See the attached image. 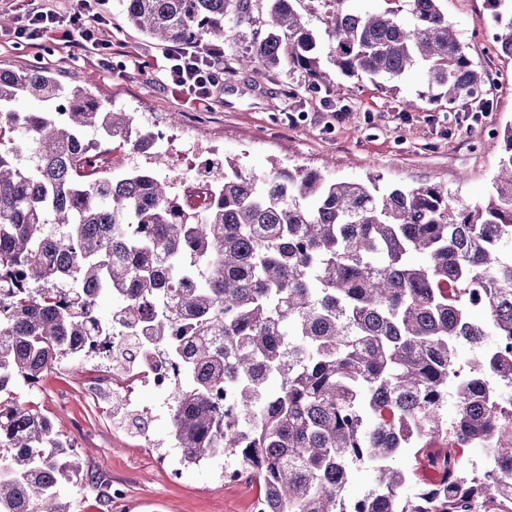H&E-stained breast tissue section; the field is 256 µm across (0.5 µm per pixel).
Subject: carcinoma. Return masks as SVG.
Here are the masks:
<instances>
[{
  "instance_id": "1",
  "label": "carcinoma",
  "mask_w": 512,
  "mask_h": 512,
  "mask_svg": "<svg viewBox=\"0 0 512 512\" xmlns=\"http://www.w3.org/2000/svg\"><path fill=\"white\" fill-rule=\"evenodd\" d=\"M344 2L325 0L341 74L392 79L422 64L450 111L493 89L441 0L365 13ZM484 2L502 26L497 52L512 59V0ZM304 3L122 0V10L161 44L220 47L247 29L229 72L287 66L328 87ZM152 137L84 86L0 67V512H68L64 493L81 481L73 447L19 384L83 347L123 367L140 339L176 365L169 437L181 461L235 458L259 512H512V125L494 192L476 205L435 183L383 193L377 178L258 175L226 159L209 200L190 209L157 174L163 157L98 170L81 154ZM461 344L486 351L464 374ZM112 398L128 430L146 432ZM471 446L491 450L480 470L463 461ZM403 448L434 475L411 496V475L390 465ZM361 462L375 485L348 501Z\"/></svg>"
}]
</instances>
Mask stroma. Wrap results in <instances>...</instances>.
I'll return each instance as SVG.
<instances>
[{"label":"stroma","instance_id":"stroma-1","mask_svg":"<svg viewBox=\"0 0 512 512\" xmlns=\"http://www.w3.org/2000/svg\"><path fill=\"white\" fill-rule=\"evenodd\" d=\"M442 7L473 61L499 74L496 91L467 128L448 127L445 101L424 98L420 68L378 83L340 76L331 91L284 69L228 74L223 103L210 111L190 110L126 68L124 47L152 52L156 45L127 23L120 0H109L103 12L112 32L111 69L93 57L15 46L6 34L0 36V66H41L135 113L143 125L178 140L184 152L197 144L211 147L249 172L260 174L276 164L320 170L339 180L376 177L384 186L436 183L473 203L491 191L502 151L499 133L512 124V59L484 48L500 28L483 0H442ZM339 110L343 119L327 129L328 113ZM289 112L305 118L288 124ZM109 372L110 362L102 357L73 361L49 371L28 394L73 445L83 467V481L66 497L69 512H252L256 485L225 484L216 460L187 466L171 457L168 418L150 420V448L143 445L147 438L115 426L111 411L85 395L91 382ZM100 480L119 492L111 503H104L96 487Z\"/></svg>","mask_w":512,"mask_h":512}]
</instances>
